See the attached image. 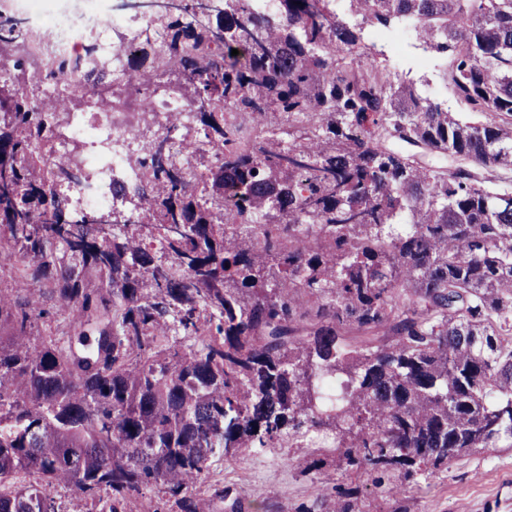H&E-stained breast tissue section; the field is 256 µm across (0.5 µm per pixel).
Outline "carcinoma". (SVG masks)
Returning <instances> with one entry per match:
<instances>
[{
  "instance_id": "cac0c4a2",
  "label": "carcinoma",
  "mask_w": 512,
  "mask_h": 512,
  "mask_svg": "<svg viewBox=\"0 0 512 512\" xmlns=\"http://www.w3.org/2000/svg\"><path fill=\"white\" fill-rule=\"evenodd\" d=\"M160 0L168 74L181 79L215 163L196 179L156 137L137 217L80 214L54 154L56 105L25 61L0 79V512H58L21 471L92 512H205L198 485L232 459L328 426L333 451L376 473L428 476L512 447V0ZM417 19L448 59L450 112L393 79L363 25ZM37 35L0 8V56ZM236 49L239 54L231 55ZM112 100L91 54L55 61ZM242 121L276 116L248 149ZM422 156L446 157L436 167ZM148 225L151 251L114 224ZM49 286L72 338L36 341ZM337 377L333 403L320 380Z\"/></svg>"
}]
</instances>
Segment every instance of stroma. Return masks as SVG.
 <instances>
[{"label": "stroma", "instance_id": "1", "mask_svg": "<svg viewBox=\"0 0 512 512\" xmlns=\"http://www.w3.org/2000/svg\"><path fill=\"white\" fill-rule=\"evenodd\" d=\"M325 436L303 447L279 444L212 463L201 495L212 512L243 499L248 512H329L323 489L359 487L361 512H512V447L486 448L452 460L425 478H397L377 496L362 470L338 464Z\"/></svg>", "mask_w": 512, "mask_h": 512}]
</instances>
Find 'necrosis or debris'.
Instances as JSON below:
<instances>
[{"mask_svg": "<svg viewBox=\"0 0 512 512\" xmlns=\"http://www.w3.org/2000/svg\"><path fill=\"white\" fill-rule=\"evenodd\" d=\"M65 8L47 10L44 0H9L15 14L27 24L48 32L45 43L28 46L27 53L40 71L45 98H78L81 111L67 113L54 137L56 154L88 174V181L71 184L66 196L74 209L85 214L111 211L118 188H136L143 180L147 155L146 134L166 138L176 160H183V128L193 125L195 113L187 100L165 82L162 34L146 14L111 9L108 0H65ZM155 46V75L136 94H122L145 41ZM93 46L98 61L112 77L119 96L102 104L82 74L51 73L50 63L74 56Z\"/></svg>", "mask_w": 512, "mask_h": 512, "instance_id": "1", "label": "necrosis or debris"}]
</instances>
